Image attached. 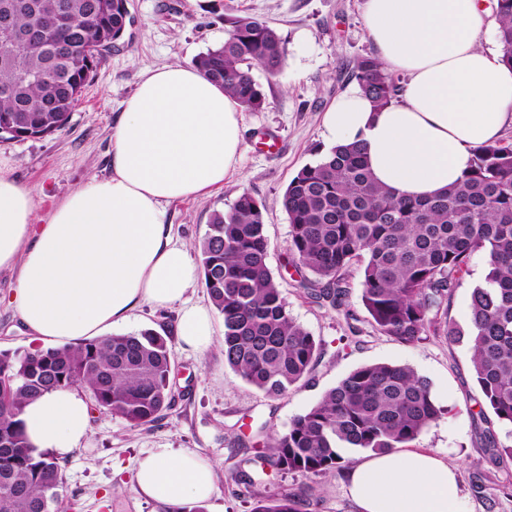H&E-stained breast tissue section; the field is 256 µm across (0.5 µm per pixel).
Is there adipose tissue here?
I'll list each match as a JSON object with an SVG mask.
<instances>
[{
    "mask_svg": "<svg viewBox=\"0 0 512 512\" xmlns=\"http://www.w3.org/2000/svg\"><path fill=\"white\" fill-rule=\"evenodd\" d=\"M365 30L389 72L397 103L374 110L360 88L323 115L331 145L366 142L375 179L404 196L447 188L476 148L512 122V68L483 46L491 30L479 0H365ZM242 107L191 65L148 71L123 101L110 172L68 195L36 224L31 190L0 171V270L18 273L10 303L42 347L103 336L142 304L179 306L176 334L203 353L213 343L207 307L185 296L198 274L163 205L224 183L243 151ZM30 443L60 458L90 430L85 401L56 390L22 414ZM359 512H465L454 464L423 450L373 454L348 472ZM135 482L151 500L209 503L212 463L192 451L151 450Z\"/></svg>",
    "mask_w": 512,
    "mask_h": 512,
    "instance_id": "obj_1",
    "label": "adipose tissue"
}]
</instances>
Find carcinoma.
Instances as JSON below:
<instances>
[{
  "mask_svg": "<svg viewBox=\"0 0 512 512\" xmlns=\"http://www.w3.org/2000/svg\"><path fill=\"white\" fill-rule=\"evenodd\" d=\"M13 9L16 39L0 45V136L43 137L62 131L103 56L125 30L126 0H0ZM497 40L512 66V0H496ZM281 35L261 19L224 15V44L193 65L248 111L267 99L260 67L276 76L286 61ZM351 78L374 107L398 100L401 77L374 54L353 61ZM287 264L311 302L336 309L356 266L361 303L372 327L403 343L440 336L467 340L484 404L512 438V144L475 150L469 172L426 198L378 185L361 142L330 148L284 189ZM203 284L222 316L224 364L274 398L304 383L321 342L289 314L268 265L265 206L249 192L229 211L210 215L197 244ZM488 273L471 289L467 328L448 320L447 305L470 256ZM170 340L145 329L46 350L0 351V512H49L63 484L60 464L30 446L24 406L53 390L81 389L95 406L138 428L160 421L172 404ZM442 415L430 381L412 368L371 363L351 371L311 408L275 434L256 461L301 476L340 472L349 449L409 448ZM494 455L512 443L487 430ZM299 486L254 498L251 512H306Z\"/></svg>",
  "mask_w": 512,
  "mask_h": 512,
  "instance_id": "cac0c4a2",
  "label": "carcinoma"
}]
</instances>
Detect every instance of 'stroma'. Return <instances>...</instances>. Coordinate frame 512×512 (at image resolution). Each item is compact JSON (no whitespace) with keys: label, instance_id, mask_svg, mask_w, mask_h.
Masks as SVG:
<instances>
[{"label":"stroma","instance_id":"obj_1","mask_svg":"<svg viewBox=\"0 0 512 512\" xmlns=\"http://www.w3.org/2000/svg\"><path fill=\"white\" fill-rule=\"evenodd\" d=\"M364 0H128L133 18L124 41L107 52L73 109L62 132L37 138H0V169L33 192L37 221L90 177L108 175L112 133L131 95L149 70L186 65L224 42V16L249 13L276 29L286 43V65L276 77L254 69L266 107L243 112L244 149L236 173L223 187L196 198L166 204V221L187 245L204 235L213 211L229 210L236 198L251 192L266 206L269 264L280 282L291 316L315 338L322 354L309 382L269 398L224 364L219 344L223 320L213 315L215 344L196 353L174 339L177 309L145 305L122 326V333L152 328L172 335L173 405L158 423L130 428L122 419L90 411V432L79 447L61 458L64 485L50 512H167V505L142 496L134 473L139 460L155 448L191 450L215 465V504L222 512H250L241 473L258 478V491L276 492L307 485L311 512H357L347 490L345 472L302 478L252 462L266 450L272 434L286 432L291 420L313 406L353 369L387 362L412 367L431 383L443 410L416 448L458 466L466 512H512V458H497L485 445L487 425L467 344L432 336L402 343L361 322L352 333L343 312L309 302L285 269L290 226L280 196L304 165L314 163L329 145L322 116L329 104L351 87L346 69L373 53L363 23ZM277 141L266 153L259 133ZM482 253L471 256L467 271L449 304L448 317L458 324L469 318L470 293L485 275ZM18 287L16 273L0 271V351L26 352L34 343L8 297Z\"/></svg>","mask_w":512,"mask_h":512}]
</instances>
